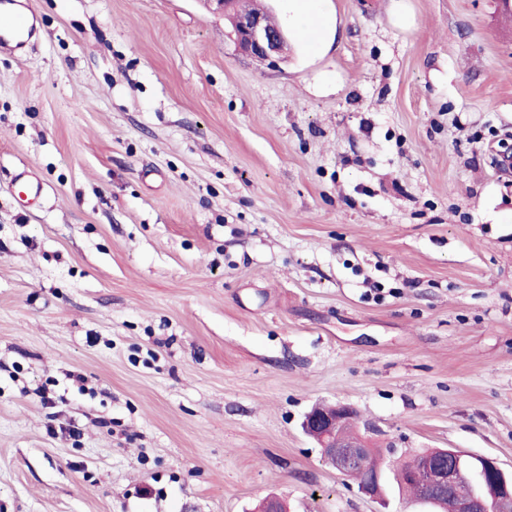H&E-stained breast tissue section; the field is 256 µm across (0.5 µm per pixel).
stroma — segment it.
Here are the masks:
<instances>
[{
	"instance_id": "obj_1",
	"label": "stroma",
	"mask_w": 512,
	"mask_h": 512,
	"mask_svg": "<svg viewBox=\"0 0 512 512\" xmlns=\"http://www.w3.org/2000/svg\"><path fill=\"white\" fill-rule=\"evenodd\" d=\"M10 2L0 512H379L317 404L512 471L498 0H267L262 63L202 0ZM355 417V411L347 405L317 407L306 416L304 429L320 444L324 459L344 475L367 457L350 475L356 479L365 477L358 482L359 490L369 496L379 497L382 484L380 473L376 472L379 470L376 455H372L371 448H367L363 441L342 436L338 431L341 423L351 422Z\"/></svg>"
}]
</instances>
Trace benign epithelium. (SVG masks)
Masks as SVG:
<instances>
[{
    "instance_id": "1",
    "label": "benign epithelium",
    "mask_w": 512,
    "mask_h": 512,
    "mask_svg": "<svg viewBox=\"0 0 512 512\" xmlns=\"http://www.w3.org/2000/svg\"><path fill=\"white\" fill-rule=\"evenodd\" d=\"M208 2L217 4L231 23L236 43L250 57L265 61L286 53L288 34L269 25L263 14L238 13L233 9L232 0ZM355 417V411L351 407L337 405L317 407L304 421L306 433L320 444L324 459L345 475L371 453V449L363 441L339 434L340 424L350 422ZM457 456L458 452L452 449H437L425 457L423 478L416 494L417 502L435 508L451 495L456 483L463 476L456 463ZM487 469L497 476L496 483L501 486V493L490 496L480 493L459 499L455 503V512H512V474H507L496 459L484 457L481 467L476 469L475 480H485ZM358 488L369 496H381L380 473L366 476L358 482Z\"/></svg>"
}]
</instances>
